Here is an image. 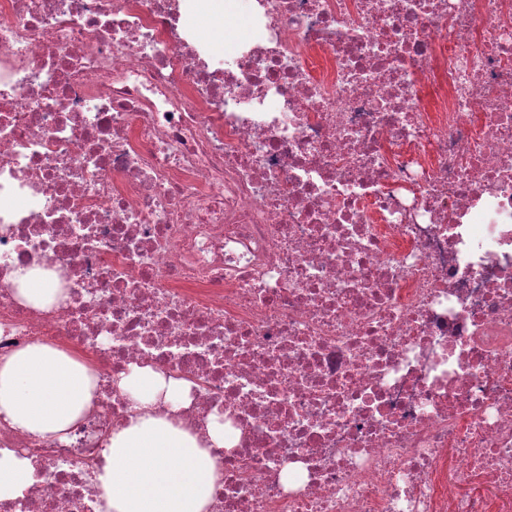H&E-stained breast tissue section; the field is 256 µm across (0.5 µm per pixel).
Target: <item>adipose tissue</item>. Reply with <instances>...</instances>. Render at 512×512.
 Listing matches in <instances>:
<instances>
[{"instance_id":"obj_1","label":"adipose tissue","mask_w":512,"mask_h":512,"mask_svg":"<svg viewBox=\"0 0 512 512\" xmlns=\"http://www.w3.org/2000/svg\"><path fill=\"white\" fill-rule=\"evenodd\" d=\"M16 297L46 310L63 298L54 273L16 269ZM139 401L112 431L95 475L104 512H209L221 479L209 451L223 445L224 420L213 417L206 438L184 428L176 413L188 403L186 383L151 368H133L120 381ZM95 372L79 354L34 343L0 361V421L27 434L66 436L88 410ZM168 412L154 413L156 404ZM38 476L30 461L0 448V500L23 497Z\"/></svg>"}]
</instances>
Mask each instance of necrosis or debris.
<instances>
[{
    "label": "necrosis or debris",
    "mask_w": 512,
    "mask_h": 512,
    "mask_svg": "<svg viewBox=\"0 0 512 512\" xmlns=\"http://www.w3.org/2000/svg\"><path fill=\"white\" fill-rule=\"evenodd\" d=\"M181 4L0 0V359L97 378L66 437L0 421V512H103L134 366L223 416L210 512H512V0H254L220 68ZM11 282L16 297L36 309H50L64 297L55 274L37 266L16 269ZM39 480L29 460L9 448H0V500L23 497L29 486Z\"/></svg>",
    "instance_id": "4bbe7bcc"
}]
</instances>
